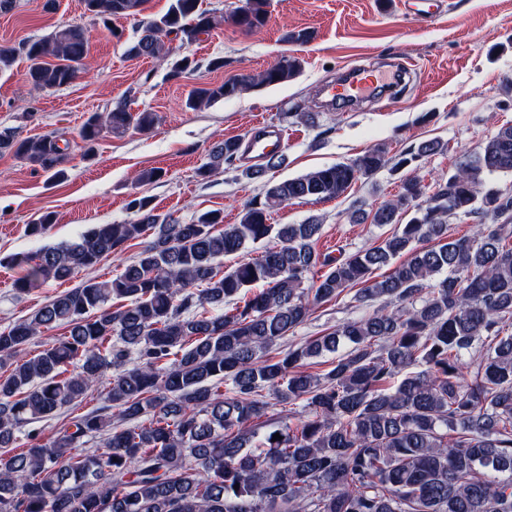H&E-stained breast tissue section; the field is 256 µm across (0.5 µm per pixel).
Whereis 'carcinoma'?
<instances>
[{"label": "carcinoma", "mask_w": 512, "mask_h": 512, "mask_svg": "<svg viewBox=\"0 0 512 512\" xmlns=\"http://www.w3.org/2000/svg\"><path fill=\"white\" fill-rule=\"evenodd\" d=\"M145 4L83 0L104 21L138 16ZM267 6L244 0L235 25H265ZM218 24L201 0H169L142 21L128 52L170 65L177 78L194 61L173 56L171 37L189 46ZM88 50L84 26L58 27L18 48L0 45V73L22 51L33 88H61L85 72ZM299 70L285 56L256 75L192 88L185 108L280 85ZM155 123V113L120 103L89 116L80 137L89 155L105 133ZM68 148L52 134L0 133V149L52 179L64 176ZM240 149V139H224L198 176ZM447 151L432 139L391 160L375 145L269 181L236 224L219 210L185 223L135 198L131 224H93L70 243L0 257V266L27 268L13 283L25 294L154 230L115 278L83 279L0 331V512H512V191L483 189L485 177L512 174V124L430 192L404 175L395 198L371 212V223L394 226L374 247L337 258L316 248L318 217L269 223L278 206L335 199L389 164L412 169ZM451 215L482 221L450 240ZM54 221L45 212L25 231L37 239ZM318 266L324 273L303 287ZM382 267L390 272L372 277ZM354 287L361 317L290 340L315 307ZM57 326L66 332L21 355ZM327 355L328 369L307 370ZM102 383L99 406L53 440L11 451L22 427L81 404ZM297 403L296 423L277 424V407Z\"/></svg>", "instance_id": "obj_1"}]
</instances>
